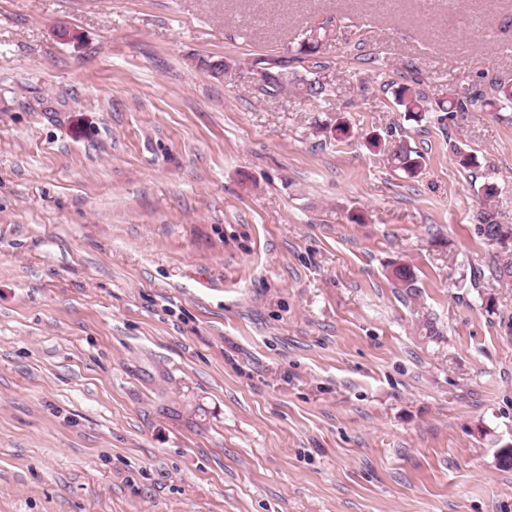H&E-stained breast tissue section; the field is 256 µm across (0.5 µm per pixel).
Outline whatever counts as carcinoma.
Instances as JSON below:
<instances>
[{
  "label": "carcinoma",
  "instance_id": "carcinoma-1",
  "mask_svg": "<svg viewBox=\"0 0 512 512\" xmlns=\"http://www.w3.org/2000/svg\"><path fill=\"white\" fill-rule=\"evenodd\" d=\"M319 45L316 40L307 38L296 47V53L291 57L271 58L272 64L267 74L266 84L262 91L268 96L286 95L291 92L292 81L295 77L290 75L289 68L293 63H305L309 67L305 81L299 83V88L305 95L314 100H323L330 96L332 89L328 84L315 78L313 70L322 67V61L317 59ZM385 87L391 90L394 103L404 112L408 120L416 123L427 119L431 112H467L478 105L489 111H501L512 107V83L493 81L487 87H480L475 83L462 81L448 89V95L440 100L433 101L422 89V83L413 80L409 83L389 81ZM387 162L396 170L406 173L410 177L416 176L423 165V155L415 150L406 136L399 140L385 152ZM478 234L483 237L487 245L496 248L494 241L506 236L512 237V224H502L497 216L490 210L479 214Z\"/></svg>",
  "mask_w": 512,
  "mask_h": 512
}]
</instances>
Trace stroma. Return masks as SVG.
Returning <instances> with one entry per match:
<instances>
[{"mask_svg": "<svg viewBox=\"0 0 512 512\" xmlns=\"http://www.w3.org/2000/svg\"><path fill=\"white\" fill-rule=\"evenodd\" d=\"M414 78L512 81V0H0V512H512V112ZM295 52L292 57L270 58L268 61H265L272 64V67L269 68L266 84L263 86L262 91L268 96L288 95L291 92V85L297 81L292 82L297 76L293 77V72H289L290 63H307L311 70L300 65L307 74L304 77L305 81L298 83L299 88L311 99H326L330 96L332 89L328 84L316 79L315 73L312 72L313 69H317L316 71L321 80L329 83L326 77L327 69L320 68L326 66V64L317 59V54L319 53L317 41L312 38L304 39L300 44L298 43ZM290 74L292 75L290 76ZM383 86L391 90L394 103L404 112L408 121L416 123L427 119L429 112H467L471 107L479 104L489 111H501L512 107V83L493 81L488 87L481 88L476 83L462 81L448 89L446 98L433 101L420 88V81L411 80V83H397L387 81ZM367 142L372 148H379L383 150V154L387 157V162L394 170H400L406 173L409 177H414L423 165V155L415 150L407 139L406 135H401L398 141L392 142L391 147L385 144L382 147L381 139L373 136L367 139ZM395 143V144H394ZM387 148V152L385 151ZM479 224L477 225L478 234L483 237L487 245L492 249L498 247L494 240L502 236L512 237V224H501L497 216L491 210L481 211L479 214Z\"/></svg>", "mask_w": 512, "mask_h": 512, "instance_id": "stroma-1", "label": "stroma"}]
</instances>
